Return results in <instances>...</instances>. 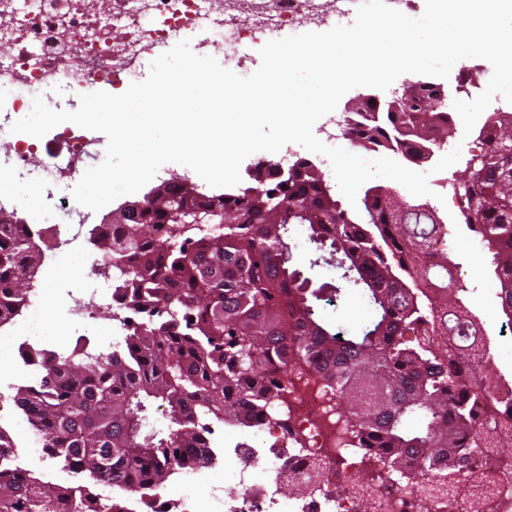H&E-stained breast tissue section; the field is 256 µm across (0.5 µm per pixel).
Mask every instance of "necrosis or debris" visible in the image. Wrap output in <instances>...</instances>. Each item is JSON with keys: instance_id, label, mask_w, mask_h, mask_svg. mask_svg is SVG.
<instances>
[{"instance_id": "obj_1", "label": "necrosis or debris", "mask_w": 512, "mask_h": 512, "mask_svg": "<svg viewBox=\"0 0 512 512\" xmlns=\"http://www.w3.org/2000/svg\"><path fill=\"white\" fill-rule=\"evenodd\" d=\"M361 0H105L92 10L87 0H0V130L25 117L34 97L55 110H75L86 90L105 88L123 93L134 75L168 51L172 44L205 32L196 54L218 57L226 46L240 47L239 65L287 27L324 25L356 10ZM105 149L89 130L57 127L53 143L14 134L0 146V201L22 203V191L35 187L39 215L53 216L41 236L53 241L50 279L65 272L71 258L84 254L86 277L66 291L64 301L76 326L94 324L105 349L120 346L123 327L97 321V307L111 301L106 287L111 269L105 257L85 255L83 232L96 212L57 192L98 165ZM504 350L475 348L472 375L479 385L475 399L480 417L512 416V384L503 381ZM293 423L283 431L281 445L225 448L224 467L196 475L201 490L183 512H359L362 495L350 477L363 458L345 444L336 418V397L314 378L289 381ZM307 433L309 447L289 441ZM320 475L318 497L279 498L259 485L263 475L303 480ZM490 512H512V457L489 455L481 468ZM371 492L382 512H465L434 480L412 489L383 476Z\"/></svg>"}]
</instances>
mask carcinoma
Returning <instances> with one entry per match:
<instances>
[{
  "mask_svg": "<svg viewBox=\"0 0 512 512\" xmlns=\"http://www.w3.org/2000/svg\"><path fill=\"white\" fill-rule=\"evenodd\" d=\"M437 112H360L352 139L393 152L415 138L416 125L435 124ZM488 146L466 160L467 184L457 190L467 203L465 222L493 254L501 307L512 315V140L503 122L482 127ZM187 207L207 206L241 217L207 232L174 224L152 205L131 224L92 229L112 261V293L128 329L120 351H92L75 344L70 358L29 350L39 379L18 389V407L45 432L44 448L74 472L88 471L100 483L124 492L162 486L172 470L194 469L212 458L206 437L217 423L255 426L261 415L284 403L287 387L268 373L310 368L349 414L351 432L365 454L414 481L437 478L464 495L467 512H486L485 497L459 485L490 453L512 454V420L481 422L475 392L462 373L470 357L475 323L461 303H452L448 253L430 266L411 255L427 250L443 224L423 206L384 194L364 195L347 210L320 171L301 162L286 177L232 193L197 200L175 185ZM304 204L291 219L306 231L319 259L339 255L336 280L311 286L292 267L289 228L268 223L284 203ZM32 233L18 221L0 220V325L19 314L42 255L31 250ZM345 283L356 290L370 318L349 333L324 319L321 302L340 298ZM461 346L449 354L438 337ZM163 408L158 426L153 410ZM427 454L412 457L413 449ZM125 512L81 486L51 485L18 474L0 462V512Z\"/></svg>",
  "mask_w": 512,
  "mask_h": 512,
  "instance_id": "1",
  "label": "carcinoma"
}]
</instances>
